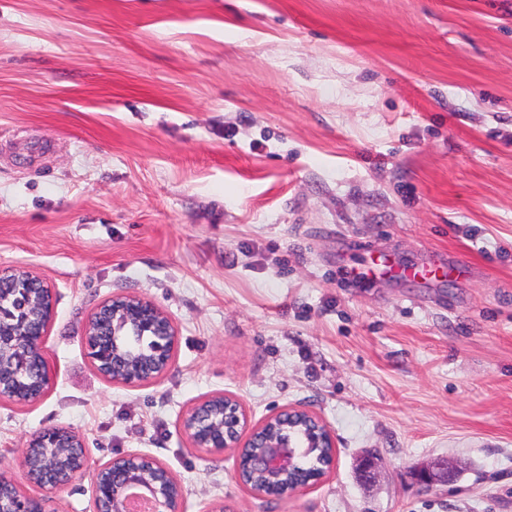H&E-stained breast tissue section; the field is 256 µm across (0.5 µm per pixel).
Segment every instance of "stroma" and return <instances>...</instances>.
Returning a JSON list of instances; mask_svg holds the SVG:
<instances>
[{"label":"stroma","instance_id":"35a3bbf8","mask_svg":"<svg viewBox=\"0 0 512 512\" xmlns=\"http://www.w3.org/2000/svg\"><path fill=\"white\" fill-rule=\"evenodd\" d=\"M382 254L465 270L347 279ZM6 267L56 305L48 392L0 401V471L21 476L43 428L77 432L65 512L133 452L183 486L180 512H512V0H0ZM127 292L179 332L141 387L82 348ZM219 392L255 421L318 412L334 471L246 491L178 430ZM436 456L460 477L421 490L409 472Z\"/></svg>","mask_w":512,"mask_h":512}]
</instances>
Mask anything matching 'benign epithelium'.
I'll list each match as a JSON object with an SVG mask.
<instances>
[{
    "instance_id": "obj_1",
    "label": "benign epithelium",
    "mask_w": 512,
    "mask_h": 512,
    "mask_svg": "<svg viewBox=\"0 0 512 512\" xmlns=\"http://www.w3.org/2000/svg\"><path fill=\"white\" fill-rule=\"evenodd\" d=\"M29 287L27 277L14 268L0 270V288L14 294L10 306L0 299V349L10 346L9 360L0 357V400L10 391L15 376L29 369L28 351L35 346L45 350L44 342L55 317V299L49 284L48 310L44 319L34 321L23 316L26 304L22 295ZM86 358L92 366L108 360L112 367L124 372L117 384L139 387L160 381L173 364L178 345V329L172 317L148 298L131 293L114 294L101 301L87 317L82 331ZM224 405L219 416L209 410L206 396L192 404L179 418L178 428L191 447L202 448L217 458L231 450L235 455L234 477L248 492L261 496L246 482L245 475L259 476L267 487H283V499L319 484L328 477L336 464V436L323 417L308 409L285 407L252 421L241 401L232 394L220 393ZM63 428H48L36 433L26 445L21 467L38 453L50 456L59 447ZM318 448L329 449L324 467L313 477L287 484L290 474L299 471L304 456L313 455ZM155 458L143 453H129L112 458L96 468L92 482L93 512H131L129 492L143 489L149 499L148 512H179L184 489H172L170 470L159 465L161 472L152 474L143 467ZM452 467L444 459L432 458L412 469V483L423 490H433L448 484ZM68 481L35 483L36 492L21 496L12 494L15 480L7 473L0 474V499L9 494V512H59L56 496Z\"/></svg>"
}]
</instances>
